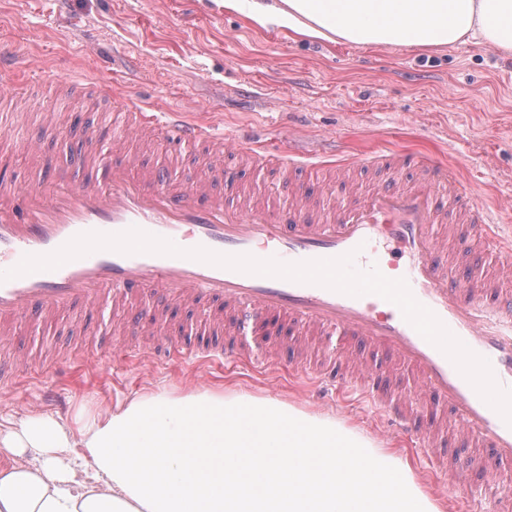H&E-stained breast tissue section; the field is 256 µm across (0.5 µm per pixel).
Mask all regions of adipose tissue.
<instances>
[{"mask_svg": "<svg viewBox=\"0 0 512 512\" xmlns=\"http://www.w3.org/2000/svg\"><path fill=\"white\" fill-rule=\"evenodd\" d=\"M255 26L360 46L512 54V0H213ZM0 512H439L408 465L329 417L207 386L85 419L0 422Z\"/></svg>", "mask_w": 512, "mask_h": 512, "instance_id": "obj_1", "label": "adipose tissue"}]
</instances>
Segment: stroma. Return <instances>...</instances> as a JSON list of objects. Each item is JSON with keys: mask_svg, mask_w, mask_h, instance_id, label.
<instances>
[{"mask_svg": "<svg viewBox=\"0 0 512 512\" xmlns=\"http://www.w3.org/2000/svg\"><path fill=\"white\" fill-rule=\"evenodd\" d=\"M0 109L18 113L22 142L0 144V173L22 187L50 185L71 175L73 156L90 148L85 132L107 110L108 98L147 104L211 124L216 132H242L259 143L256 154L231 157L234 182L225 203L253 190L273 194L276 205L308 192L320 196L327 172L318 162L368 149L416 148L453 168L476 203L512 225V56L459 42L439 50L363 47L310 42L251 25L238 14L210 12L201 0H0ZM81 74L89 83L66 97L67 112L54 131L41 114L51 98L46 76ZM140 167L166 168L167 183L183 188L201 164L191 147L174 148L159 136L143 144L129 132ZM293 148L309 161L293 178L273 158ZM165 312L160 335L176 336L193 324L194 339L213 336V315L189 309L152 289L129 310L102 306L64 309L50 321L17 323L4 346L14 368L13 388L0 394V417L20 420L40 411L72 418L135 395L186 392L196 382L225 395L276 398L302 411L336 418L381 447L395 451L419 475L425 465L420 430L385 431L380 413L360 394L325 391L298 372L289 358L257 369L222 357L196 361L144 358V336L122 334L128 312ZM267 350L308 343L342 360L374 354L356 336L340 332L321 341L307 329L256 337ZM452 499L434 486L441 512H488L489 490L512 496V465L491 482L475 477Z\"/></svg>", "mask_w": 512, "mask_h": 512, "instance_id": "1", "label": "stroma"}]
</instances>
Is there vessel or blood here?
<instances>
[{
    "instance_id": "1",
    "label": "vessel or blood",
    "mask_w": 512,
    "mask_h": 512,
    "mask_svg": "<svg viewBox=\"0 0 512 512\" xmlns=\"http://www.w3.org/2000/svg\"><path fill=\"white\" fill-rule=\"evenodd\" d=\"M127 113V107L113 108L89 132L97 149L80 157L78 181L22 189L0 179V271L13 268L24 255L51 253L78 234L118 233L133 226L184 249L201 246L282 262L334 258L352 251L357 268L375 265L389 278L405 279L420 303L474 353L489 360L497 384L512 389V298L503 295L498 282L454 278L469 261L471 242L500 256L512 251V235L501 234L487 208L473 203L464 182L446 166L410 153L382 151L337 163L338 181L332 187L337 199L332 204L302 196L279 213L265 204L228 206L215 191L217 183L236 177L235 170L225 166L224 156L251 151V140L217 135L213 128L176 112H140L132 123ZM132 124L147 136L160 131L178 143L204 147L209 165L184 191L165 188V174L159 169L132 176L134 161L126 154V131ZM361 165L385 170L389 185L363 198L350 194L343 175ZM406 176L415 179V187H402L400 180ZM445 229L456 244L450 252L441 239ZM156 285L180 302L218 307L216 322L231 338L224 354L236 359H256L248 345L234 340L249 311L321 336L349 329L365 345L415 369L423 395L447 406V418L430 424L420 437L432 472L447 471L442 447L450 437L471 450L457 470L461 481L493 463L512 462V427L440 350L403 319L396 305L374 294L352 297L182 257L103 250L53 271L0 283V319L48 320L60 309L104 298L122 307ZM299 355L305 360L304 371L318 382L339 392L358 391L371 407L388 410L393 425L406 426L417 412L408 397L387 408L386 399L394 389L386 366L370 368L332 359L316 369L307 362V348H300ZM451 422L456 425L452 435L447 432Z\"/></svg>"
}]
</instances>
